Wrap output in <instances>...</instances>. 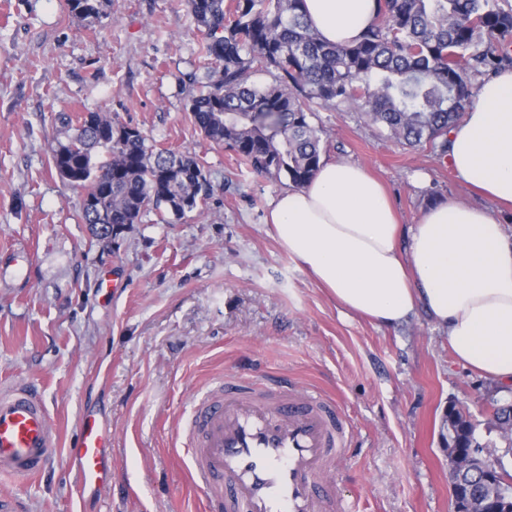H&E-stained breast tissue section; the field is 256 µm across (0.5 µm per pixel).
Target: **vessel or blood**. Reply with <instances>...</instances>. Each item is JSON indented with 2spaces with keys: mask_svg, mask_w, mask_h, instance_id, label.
<instances>
[{
  "mask_svg": "<svg viewBox=\"0 0 512 512\" xmlns=\"http://www.w3.org/2000/svg\"><path fill=\"white\" fill-rule=\"evenodd\" d=\"M351 435L332 399L288 382L225 377L194 406L190 478L209 512H347L332 475ZM111 445L86 415L66 451L81 491L111 481ZM56 452L39 395L24 386L0 395V480L37 478Z\"/></svg>",
  "mask_w": 512,
  "mask_h": 512,
  "instance_id": "vessel-or-blood-1",
  "label": "vessel or blood"
}]
</instances>
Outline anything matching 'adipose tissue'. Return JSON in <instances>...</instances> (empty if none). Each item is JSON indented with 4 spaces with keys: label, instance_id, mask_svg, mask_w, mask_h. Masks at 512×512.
<instances>
[{
    "label": "adipose tissue",
    "instance_id": "adipose-tissue-1",
    "mask_svg": "<svg viewBox=\"0 0 512 512\" xmlns=\"http://www.w3.org/2000/svg\"><path fill=\"white\" fill-rule=\"evenodd\" d=\"M320 38L355 43L374 0H302ZM448 166L478 203L439 200L399 224L381 184L356 163L326 161L306 185L281 191L268 216L281 248L346 311L381 328L424 310L454 359L512 389V70L484 80L445 136Z\"/></svg>",
    "mask_w": 512,
    "mask_h": 512
}]
</instances>
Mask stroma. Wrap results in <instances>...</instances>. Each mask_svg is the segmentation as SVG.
Instances as JSON below:
<instances>
[{
  "instance_id": "35a3bbf8",
  "label": "stroma",
  "mask_w": 512,
  "mask_h": 512,
  "mask_svg": "<svg viewBox=\"0 0 512 512\" xmlns=\"http://www.w3.org/2000/svg\"><path fill=\"white\" fill-rule=\"evenodd\" d=\"M198 36L182 0H112L85 27L66 0H0V392L35 388L61 448L86 411L112 432V482L78 499L55 461L13 484L29 512H207L178 434L220 376L282 379L335 400L352 430L336 492L352 512H452L442 420L485 423L494 384L454 361L424 314L379 329L345 315L266 222L290 188L204 138L187 113ZM109 112L149 143L195 155L203 210L94 236L84 193L56 174L66 116ZM323 159L364 166L401 223L470 200L440 152L387 136L356 108L312 116Z\"/></svg>"
}]
</instances>
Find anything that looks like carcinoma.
<instances>
[{
    "mask_svg": "<svg viewBox=\"0 0 512 512\" xmlns=\"http://www.w3.org/2000/svg\"><path fill=\"white\" fill-rule=\"evenodd\" d=\"M302 0H187L204 61L201 89L188 112L200 134L231 150L240 163L300 187L318 171L324 130L313 106L364 112L389 137L445 150L448 127L472 99L470 77L512 63L509 0H376V18L360 39L336 45L319 38ZM112 0H69L89 25ZM266 72L273 81L256 85ZM110 114L77 118L74 133L52 151L55 170L85 189V224H139L150 209L162 220L200 209L212 190L188 153L158 149L140 130ZM448 440L486 448L478 424L448 415Z\"/></svg>",
    "mask_w": 512,
    "mask_h": 512,
    "instance_id": "obj_1",
    "label": "carcinoma"
}]
</instances>
